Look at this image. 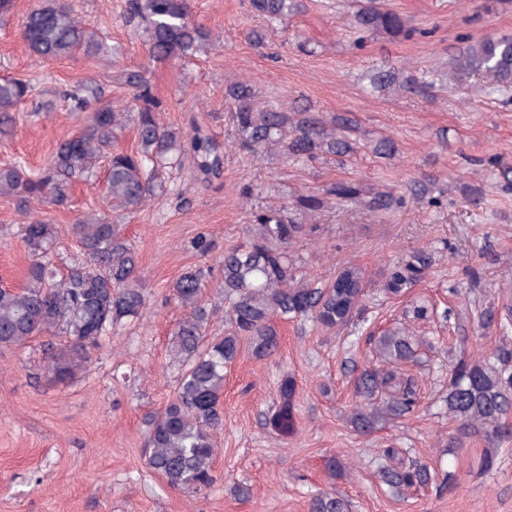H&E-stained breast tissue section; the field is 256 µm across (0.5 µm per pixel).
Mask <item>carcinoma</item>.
<instances>
[{
	"label": "carcinoma",
	"mask_w": 512,
	"mask_h": 512,
	"mask_svg": "<svg viewBox=\"0 0 512 512\" xmlns=\"http://www.w3.org/2000/svg\"><path fill=\"white\" fill-rule=\"evenodd\" d=\"M351 29L360 47L366 33H387L410 38L416 30L405 26L385 0H357ZM250 8L269 29L300 11V0H250ZM128 21L146 26L149 54L156 60L192 56L211 35L190 19L188 0H127ZM27 50L47 61H57L78 51L104 54L107 48L93 38L87 24L63 0L48 2L29 11L21 26ZM456 78L476 71L492 78L491 89L512 86V40L484 39L460 50L449 62ZM134 88L136 112H123L103 103L104 89L92 82L78 83L65 93L71 111L87 114L79 135L56 148L43 171L31 177L19 162L0 166V197L19 203L44 199L64 207L68 188L76 179H89L101 164H107L105 194L118 210L133 211L151 197L166 191L162 169L192 161L204 176L217 175L224 153L208 135L195 131L189 138L167 130L156 121L160 102L141 71L127 76ZM433 83L413 71L381 70L374 74V91L394 89L426 93ZM35 91L28 80L0 79V130L14 121L13 112ZM232 123L239 149L258 157L278 150L296 161L312 159L321 152L334 154L348 149L336 138V121L329 123L306 115V110H284L272 102L257 101L253 86L237 80L226 88ZM136 125L140 149L112 150V142L126 121ZM321 207V200L306 196L296 201V210L283 204L252 213L255 233L251 242L224 253L222 266L225 316L231 331L206 338L212 312L203 302L204 270L189 269L172 286V295L187 316L175 328L172 356L184 370L175 394L164 410L148 421L145 458L148 466L174 489L199 492L214 482L216 456L214 432L224 425L220 398L224 392V368L238 355L241 340L251 341L258 359L277 349V332L271 324L275 314L286 318H311L333 329L350 321L342 315L356 308L363 283L358 268H344L325 287L296 280L288 259V247L301 233L295 211L304 214ZM79 247L74 264L62 274L53 264L58 231L52 224L33 219L24 227L30 263L25 285L0 288V345L23 344L45 332H60L69 340V353L53 355L55 378L65 382L76 369L75 358L99 345L124 320L139 315L144 288L136 273L138 257L121 236L119 225L105 217L84 219L72 225ZM425 263L412 256L399 263L385 292L399 296L415 286ZM379 365L362 373L358 392L365 404L352 422L360 432L376 428L381 415L401 417L413 411L419 396L418 383L403 365L415 361L419 340L404 325L370 337ZM295 382L283 379L278 387L281 405L276 424L286 429L292 423ZM448 410L461 427L479 425L497 434L504 430L503 418L512 410V344L503 341L493 360L460 361L448 383ZM381 481L402 492L421 487L433 479L430 468L418 461L406 462L396 448L383 450ZM310 512H348V504L329 493L315 495Z\"/></svg>",
	"instance_id": "1"
}]
</instances>
